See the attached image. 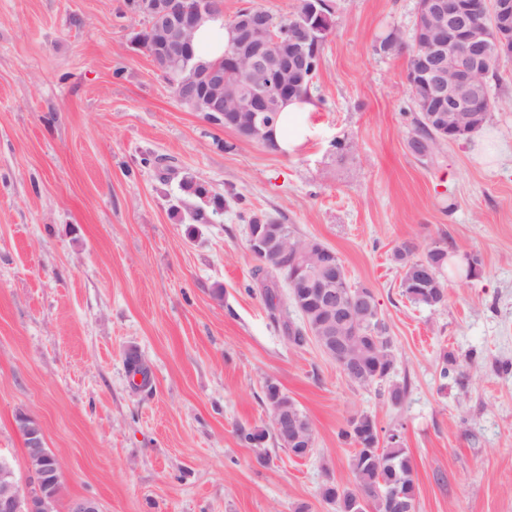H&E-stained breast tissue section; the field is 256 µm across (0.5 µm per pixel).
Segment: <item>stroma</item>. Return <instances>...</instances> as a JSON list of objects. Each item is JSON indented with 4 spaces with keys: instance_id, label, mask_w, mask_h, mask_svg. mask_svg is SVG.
<instances>
[{
    "instance_id": "stroma-1",
    "label": "stroma",
    "mask_w": 512,
    "mask_h": 512,
    "mask_svg": "<svg viewBox=\"0 0 512 512\" xmlns=\"http://www.w3.org/2000/svg\"><path fill=\"white\" fill-rule=\"evenodd\" d=\"M330 4L312 135L285 155L182 107L127 0H0V454L26 476L17 418L39 424L58 512L79 497L100 512H336L320 489L351 482L338 431L359 413L400 432L418 512H512V64L488 121L497 160L473 139L416 157L406 57L376 49L410 33L416 0ZM186 175L244 201L188 228ZM243 207L373 289L392 377L410 384L401 405L271 320L249 287ZM445 238L484 276L425 309L402 295L393 250ZM446 351L475 354L465 384L441 378ZM270 380L312 422L307 457L269 435ZM242 428L267 437L244 444Z\"/></svg>"
}]
</instances>
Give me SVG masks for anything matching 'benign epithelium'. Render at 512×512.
Masks as SVG:
<instances>
[{
    "label": "benign epithelium",
    "instance_id": "benign-epithelium-1",
    "mask_svg": "<svg viewBox=\"0 0 512 512\" xmlns=\"http://www.w3.org/2000/svg\"><path fill=\"white\" fill-rule=\"evenodd\" d=\"M222 10L221 0H197L178 9L174 0H137L135 15L150 21L155 42L147 53L164 68L171 65L186 76L170 78L183 91L179 103L192 112L207 113L210 124L232 129L245 140L264 144L268 140L266 113L304 82L308 61L303 45L312 32L295 22L288 37L274 32L271 17L258 8L243 10L230 33L224 64L202 67L193 62L192 35L206 20ZM499 59H512V0H417L411 44L392 41L385 54L408 53L411 65L405 80L417 108L439 138L448 142L464 130L459 117L466 113L471 123L486 112V76L490 70L488 48ZM229 99L242 101L235 110L224 108ZM250 254L262 260L288 257L295 271L291 296L300 311L312 306L321 314L307 326L311 336L342 372L354 378L363 368L364 345L350 326L364 324L361 311L371 289H347L339 284L342 269L330 260L332 252L310 239L304 249L290 252L281 246L282 232L269 225L247 227ZM278 437L286 448L308 455L313 447L310 420L277 404ZM26 449L29 479L16 477L10 459L0 454V512H52L54 486L59 481L60 462L48 455L41 430L28 435ZM375 498L393 501L394 512H416V504L397 499L388 487L359 494L364 509Z\"/></svg>",
    "mask_w": 512,
    "mask_h": 512
}]
</instances>
